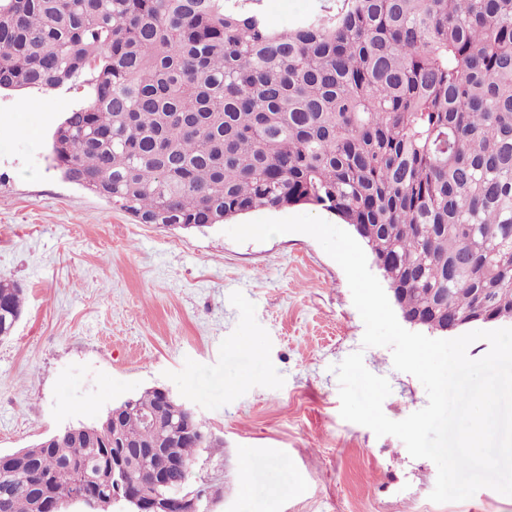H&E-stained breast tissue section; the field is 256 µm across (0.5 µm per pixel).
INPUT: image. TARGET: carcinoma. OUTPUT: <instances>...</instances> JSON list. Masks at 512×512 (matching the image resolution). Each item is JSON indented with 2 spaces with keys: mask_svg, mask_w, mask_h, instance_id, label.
<instances>
[{
  "mask_svg": "<svg viewBox=\"0 0 512 512\" xmlns=\"http://www.w3.org/2000/svg\"><path fill=\"white\" fill-rule=\"evenodd\" d=\"M239 2L0 0V89L86 84L53 168L140 224L320 207L403 315L438 331L492 288L512 317V0H335L282 32ZM24 301L0 277V338ZM135 401L0 462V512L75 497L83 473L109 512L112 444H207L155 390Z\"/></svg>",
  "mask_w": 512,
  "mask_h": 512,
  "instance_id": "carcinoma-1",
  "label": "carcinoma"
}]
</instances>
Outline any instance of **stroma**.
I'll use <instances>...</instances> for the list:
<instances>
[{
  "label": "stroma",
  "instance_id": "1",
  "mask_svg": "<svg viewBox=\"0 0 512 512\" xmlns=\"http://www.w3.org/2000/svg\"><path fill=\"white\" fill-rule=\"evenodd\" d=\"M325 2L255 7L286 28ZM88 100L85 87L0 91V277L25 290L0 340V453L161 387L207 424L192 480L214 512H512L490 488L432 502L434 462L341 418L332 367L357 351L390 383L389 419L428 398L390 348L363 346L346 275L312 236L139 224L53 169L56 126Z\"/></svg>",
  "mask_w": 512,
  "mask_h": 512
}]
</instances>
